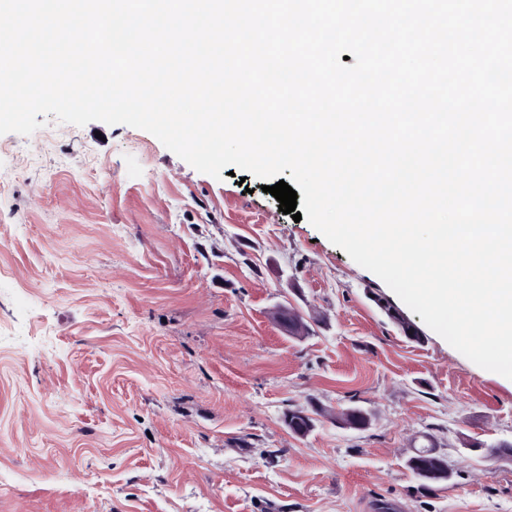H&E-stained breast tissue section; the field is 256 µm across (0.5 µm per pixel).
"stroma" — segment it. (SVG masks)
<instances>
[{
    "label": "stroma",
    "mask_w": 512,
    "mask_h": 512,
    "mask_svg": "<svg viewBox=\"0 0 512 512\" xmlns=\"http://www.w3.org/2000/svg\"><path fill=\"white\" fill-rule=\"evenodd\" d=\"M261 186L126 125L0 135V512H512V463L468 447L512 442V380L410 310L405 337ZM353 402L366 430L335 420ZM428 433L452 475L426 491Z\"/></svg>",
    "instance_id": "stroma-1"
}]
</instances>
